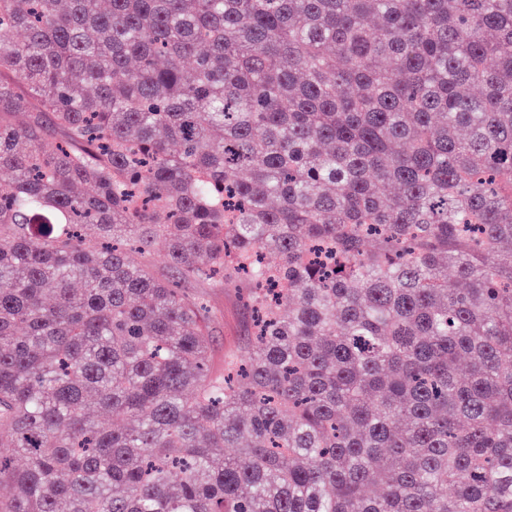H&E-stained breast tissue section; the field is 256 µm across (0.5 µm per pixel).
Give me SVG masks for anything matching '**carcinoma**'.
I'll list each match as a JSON object with an SVG mask.
<instances>
[{
  "mask_svg": "<svg viewBox=\"0 0 512 512\" xmlns=\"http://www.w3.org/2000/svg\"><path fill=\"white\" fill-rule=\"evenodd\" d=\"M0 170V512H512V0H0ZM183 288L192 299L203 303L202 313L211 330V367L213 371H223L224 353L243 345L251 332L243 294L218 282L196 281Z\"/></svg>",
  "mask_w": 512,
  "mask_h": 512,
  "instance_id": "cac0c4a2",
  "label": "carcinoma"
}]
</instances>
